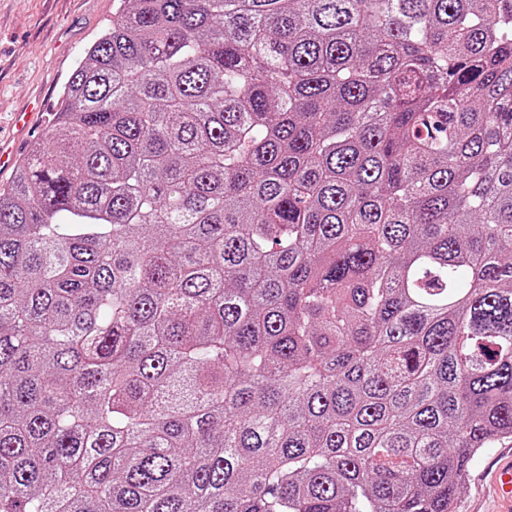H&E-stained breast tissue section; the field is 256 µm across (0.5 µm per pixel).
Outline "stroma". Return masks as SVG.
Instances as JSON below:
<instances>
[{
	"mask_svg": "<svg viewBox=\"0 0 512 512\" xmlns=\"http://www.w3.org/2000/svg\"><path fill=\"white\" fill-rule=\"evenodd\" d=\"M118 0H0V139L16 143L15 114L32 113L29 142L40 138L74 66L112 21ZM512 462V438L471 462L453 512H503L495 470Z\"/></svg>",
	"mask_w": 512,
	"mask_h": 512,
	"instance_id": "35a3bbf8",
	"label": "stroma"
}]
</instances>
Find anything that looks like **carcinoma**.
Instances as JSON below:
<instances>
[{
    "mask_svg": "<svg viewBox=\"0 0 512 512\" xmlns=\"http://www.w3.org/2000/svg\"><path fill=\"white\" fill-rule=\"evenodd\" d=\"M512 437V0H120L0 189V512H452Z\"/></svg>",
    "mask_w": 512,
    "mask_h": 512,
    "instance_id": "carcinoma-1",
    "label": "carcinoma"
}]
</instances>
